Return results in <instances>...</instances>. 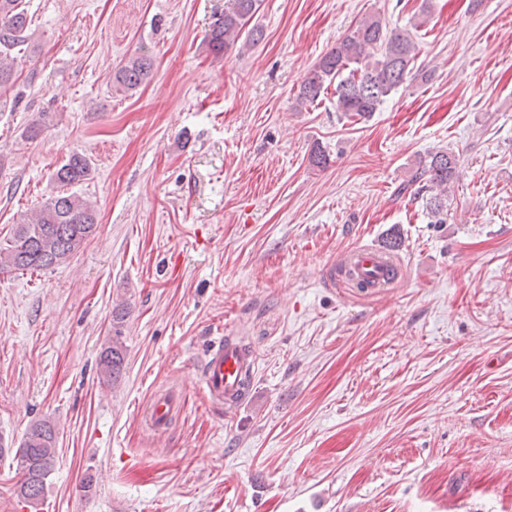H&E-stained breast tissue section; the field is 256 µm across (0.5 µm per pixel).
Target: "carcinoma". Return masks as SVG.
I'll return each mask as SVG.
<instances>
[{
	"instance_id": "1",
	"label": "carcinoma",
	"mask_w": 512,
	"mask_h": 512,
	"mask_svg": "<svg viewBox=\"0 0 512 512\" xmlns=\"http://www.w3.org/2000/svg\"><path fill=\"white\" fill-rule=\"evenodd\" d=\"M260 0H224V14L216 18L207 34L211 51L219 55L240 39L255 43L259 29L247 28ZM25 0H0V109L8 103L9 89L16 81L14 62L30 38ZM417 47L406 30L383 26L381 19L366 15L353 25L336 45L311 69L298 98L302 103L317 100L336 84V111L349 117L366 118L379 110L386 97L402 85L413 69ZM153 60L146 54L133 55L118 69L113 80L117 91L140 86L150 75ZM457 155L450 149L428 152L418 161L403 190H412L422 202L429 223L448 220V192L456 179ZM89 159L74 153L52 174L60 190L21 224L8 247L0 249V274L17 270H48L76 254L94 233L96 210L68 187L89 179ZM124 363L122 344L111 340L99 355L97 368L103 382L116 381ZM56 430L48 420L33 424L18 452L22 473L19 494L36 500L43 492L56 458Z\"/></svg>"
}]
</instances>
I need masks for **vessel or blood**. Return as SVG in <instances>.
<instances>
[{
	"label": "vessel or blood",
	"mask_w": 512,
	"mask_h": 512,
	"mask_svg": "<svg viewBox=\"0 0 512 512\" xmlns=\"http://www.w3.org/2000/svg\"><path fill=\"white\" fill-rule=\"evenodd\" d=\"M339 266L351 284L370 290L389 287L404 276L395 249L384 246L354 247L341 255ZM252 365V352L239 346L232 337L215 339L201 366V389L207 402L226 409L238 406L251 391L252 383L247 375ZM180 410L179 397L163 393L151 400L142 417L149 431L161 435Z\"/></svg>",
	"instance_id": "obj_1"
}]
</instances>
